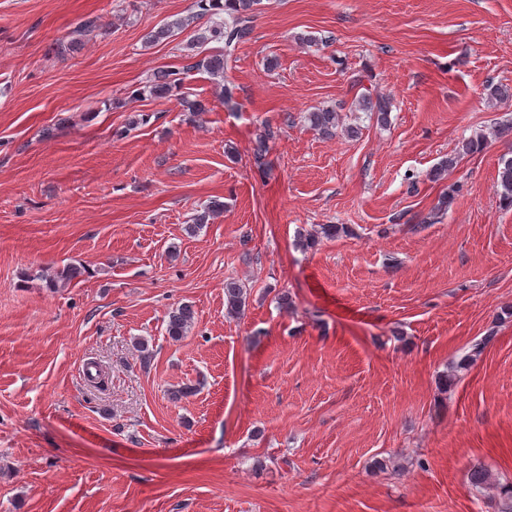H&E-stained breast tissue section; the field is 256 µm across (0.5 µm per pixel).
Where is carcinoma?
I'll return each mask as SVG.
<instances>
[{
    "label": "carcinoma",
    "instance_id": "obj_1",
    "mask_svg": "<svg viewBox=\"0 0 512 512\" xmlns=\"http://www.w3.org/2000/svg\"><path fill=\"white\" fill-rule=\"evenodd\" d=\"M258 4L259 0H194V12L185 17L168 21L151 30L147 34V42L159 43L166 41L179 35L197 21L203 18L208 19V25L197 27L193 39L187 43V54L183 55L185 60L183 69L209 74L211 78L217 80L224 104L232 105L234 104L235 85L224 77V69L228 68V62L233 57L236 47L249 39L253 30V20ZM213 41L222 44L220 53L202 56L194 52L197 46ZM177 88L176 81L170 79L169 74L160 73L155 77L154 83L147 87L146 92L152 98L167 99L172 96ZM358 108L364 112L375 113L377 119L382 122L387 121L388 108L382 100L374 103L363 99L358 103ZM306 120L312 129L326 137L335 135L340 125L339 114L333 107L316 108L307 113ZM487 145L488 140L484 135L463 139L459 143L456 153L442 160L431 171L430 177L436 181L444 179L448 175V171L455 168L459 156L478 153L485 149ZM498 177L502 200L512 205V155L504 154L500 157ZM223 209L224 205L220 203H210L193 216L189 230L194 232L209 223ZM343 231H345V228L341 225L324 224L315 233L300 235L299 244L301 247L308 249L316 244L318 236L334 238ZM80 274V268L70 265L54 275L45 276V279L48 281L49 287L54 288L58 282L70 281ZM224 295L228 314L234 316L244 311L247 295L237 283H227L224 288ZM193 319V312L187 305L171 312L166 325L167 336L173 341L181 340L187 335Z\"/></svg>",
    "mask_w": 512,
    "mask_h": 512
}]
</instances>
